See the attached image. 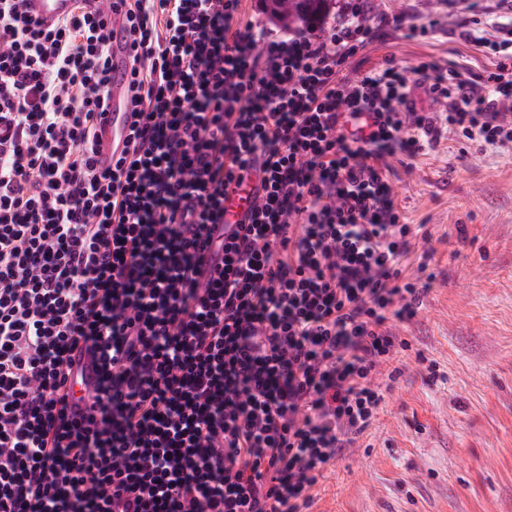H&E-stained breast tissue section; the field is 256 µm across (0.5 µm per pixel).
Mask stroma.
I'll return each mask as SVG.
<instances>
[{
    "mask_svg": "<svg viewBox=\"0 0 512 512\" xmlns=\"http://www.w3.org/2000/svg\"><path fill=\"white\" fill-rule=\"evenodd\" d=\"M375 39L346 68L431 61L475 78L493 61L462 39L512 22L505 0H360ZM409 106L436 137L386 172L404 223L420 232L404 261L429 290L390 331L406 348L381 365L387 386L372 428L344 448L309 512H512V143L475 150L449 129L447 104L411 81Z\"/></svg>",
    "mask_w": 512,
    "mask_h": 512,
    "instance_id": "35a3bbf8",
    "label": "stroma"
}]
</instances>
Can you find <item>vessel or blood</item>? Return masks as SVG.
Instances as JSON below:
<instances>
[{
    "mask_svg": "<svg viewBox=\"0 0 512 512\" xmlns=\"http://www.w3.org/2000/svg\"><path fill=\"white\" fill-rule=\"evenodd\" d=\"M27 10L43 27L49 28L67 18L73 10L72 0H27ZM112 83L109 96L112 109L104 116L103 145L98 155L100 166H111L126 148L127 134L131 122L127 110V89L130 69L128 67L129 40L121 6L112 10ZM255 197L254 191L236 192L224 204V222L237 224L244 216ZM75 358L80 366L73 378V398H85L91 394L97 383L96 359L92 351H76Z\"/></svg>",
    "mask_w": 512,
    "mask_h": 512,
    "instance_id": "1",
    "label": "vessel or blood"
}]
</instances>
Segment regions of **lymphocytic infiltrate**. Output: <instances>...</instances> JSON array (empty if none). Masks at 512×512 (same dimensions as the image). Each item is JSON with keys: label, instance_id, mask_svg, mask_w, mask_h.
<instances>
[{"label": "lymphocytic infiltrate", "instance_id": "lymphocytic-infiltrate-1", "mask_svg": "<svg viewBox=\"0 0 512 512\" xmlns=\"http://www.w3.org/2000/svg\"><path fill=\"white\" fill-rule=\"evenodd\" d=\"M25 2L0 0V512H308L427 291L385 178L433 132L406 69L345 77L373 33L358 0L293 32L241 0H126L129 148L103 168L112 0L51 29ZM464 38L497 60L481 84L416 73L476 150L512 143V26ZM254 197L255 190H253L251 184L247 189V193L238 189L236 193L231 194L228 200L224 202V224H227V230H230L234 224H238L243 218ZM75 358L79 363L80 370L78 375L73 377L72 403L77 402L79 398H87L94 391L98 378L96 359L91 350L86 348L77 350Z\"/></svg>", "mask_w": 512, "mask_h": 512}]
</instances>
